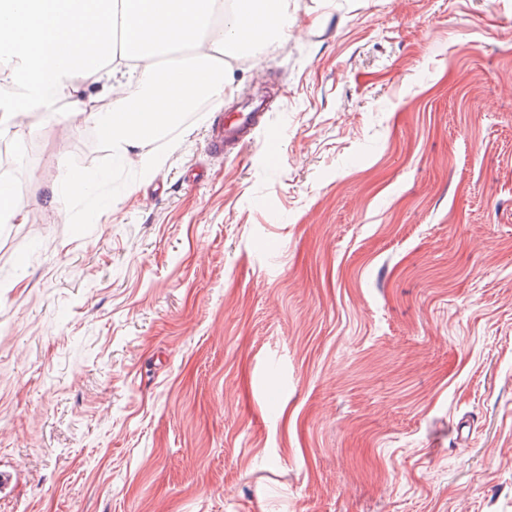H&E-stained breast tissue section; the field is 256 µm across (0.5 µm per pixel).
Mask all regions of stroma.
I'll use <instances>...</instances> for the list:
<instances>
[{
    "mask_svg": "<svg viewBox=\"0 0 512 512\" xmlns=\"http://www.w3.org/2000/svg\"><path fill=\"white\" fill-rule=\"evenodd\" d=\"M292 7L248 146L144 179L23 116L0 512H512V0ZM61 160L113 177L60 213Z\"/></svg>",
    "mask_w": 512,
    "mask_h": 512,
    "instance_id": "1",
    "label": "stroma"
}]
</instances>
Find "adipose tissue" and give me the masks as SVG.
I'll use <instances>...</instances> for the list:
<instances>
[{
	"instance_id": "obj_1",
	"label": "adipose tissue",
	"mask_w": 512,
	"mask_h": 512,
	"mask_svg": "<svg viewBox=\"0 0 512 512\" xmlns=\"http://www.w3.org/2000/svg\"><path fill=\"white\" fill-rule=\"evenodd\" d=\"M290 15V0H0V71L14 89L0 140L22 143L19 118L36 109L94 128L113 163L150 177L172 152L158 140L197 96L222 109L230 61L260 63L291 36ZM96 186L62 163L44 201L63 211Z\"/></svg>"
}]
</instances>
